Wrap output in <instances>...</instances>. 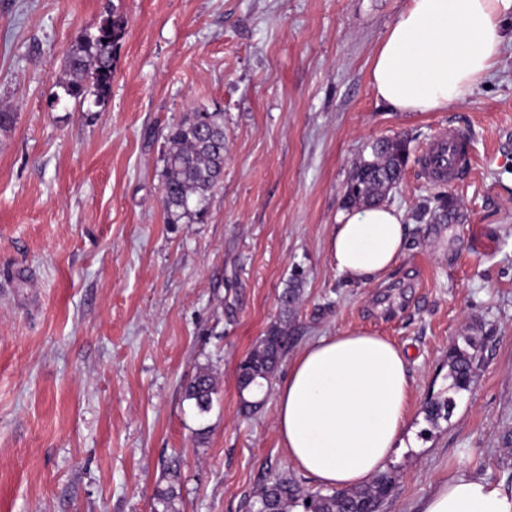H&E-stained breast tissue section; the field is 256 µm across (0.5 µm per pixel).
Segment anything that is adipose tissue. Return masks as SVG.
I'll list each match as a JSON object with an SVG mask.
<instances>
[{
	"label": "adipose tissue",
	"mask_w": 512,
	"mask_h": 512,
	"mask_svg": "<svg viewBox=\"0 0 512 512\" xmlns=\"http://www.w3.org/2000/svg\"><path fill=\"white\" fill-rule=\"evenodd\" d=\"M509 43L512 0H406L372 58L374 95L394 112L447 111L483 84ZM409 230L403 211L384 203L341 210L329 258L349 283H381ZM410 394L403 348L360 330L322 336L276 386V429L289 461L323 488H360L399 447ZM419 512H512V486L457 477Z\"/></svg>",
	"instance_id": "ef3b65f1"
}]
</instances>
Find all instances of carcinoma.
I'll list each match as a JSON object with an SVG mask.
<instances>
[{"mask_svg": "<svg viewBox=\"0 0 512 512\" xmlns=\"http://www.w3.org/2000/svg\"><path fill=\"white\" fill-rule=\"evenodd\" d=\"M127 22L114 14L104 19L95 31L78 35L66 56L65 77L60 81L65 94L74 99L95 96L94 105L107 101L114 77L115 52L126 33ZM372 158L361 159L349 181L351 192L344 202L369 205L381 200L400 179L408 159L407 140L379 139L371 145ZM224 118L221 112L197 108L186 113L169 128L164 152L161 204L169 224L191 223L206 212L214 189L224 173ZM457 203L439 194L423 203L414 213L419 223L448 218ZM288 350V322L273 323L256 347L239 363L237 381L240 393H251L269 380L279 359ZM451 389L467 390L480 362L478 347L466 342L457 347L449 359ZM217 381L212 369L197 368L184 388V399L192 402L197 413L204 415L211 409ZM453 398L441 395L426 402L424 411L431 422L448 419ZM394 478L389 473L379 474L369 485L355 491L328 494H303L297 481L283 473L268 479L251 504L252 512H380L383 502L390 497ZM176 491L170 485L156 495L162 509L155 512H177L174 507Z\"/></svg>", "mask_w": 512, "mask_h": 512, "instance_id": "cac0c4a2", "label": "carcinoma"}]
</instances>
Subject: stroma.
Returning a JSON list of instances; mask_svg holds the SVG:
<instances>
[{
  "instance_id": "obj_1",
  "label": "stroma",
  "mask_w": 512,
  "mask_h": 512,
  "mask_svg": "<svg viewBox=\"0 0 512 512\" xmlns=\"http://www.w3.org/2000/svg\"><path fill=\"white\" fill-rule=\"evenodd\" d=\"M405 0H0V512H154L177 467L179 512H249L276 473L304 493L275 425L280 361L243 413L237 366L297 285L289 355L361 329L408 353L410 440L381 512H417L440 483L512 485V45L486 86L445 112H392L373 55ZM127 19L104 107L59 81L81 31ZM224 115L222 184L202 222L161 205L168 128ZM464 136V168L440 186L421 157ZM410 156L386 203L413 214L438 193L445 224H413L378 285L346 283L327 243L371 144ZM482 364L448 419L426 401L448 387L466 341ZM217 392L183 399L197 367ZM217 392V381L212 369L206 366L197 368L184 388V400L192 402L197 413L204 415L211 409L213 395Z\"/></svg>"
}]
</instances>
